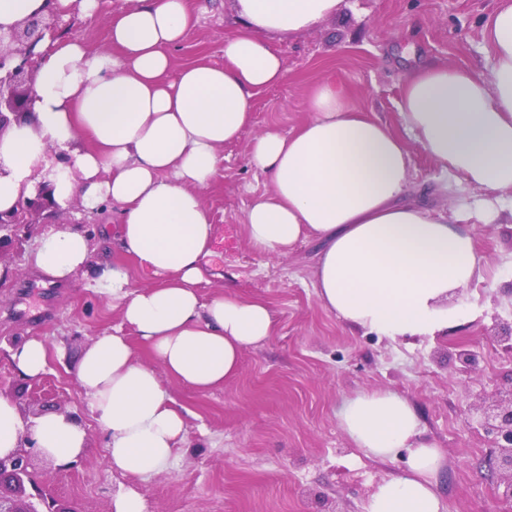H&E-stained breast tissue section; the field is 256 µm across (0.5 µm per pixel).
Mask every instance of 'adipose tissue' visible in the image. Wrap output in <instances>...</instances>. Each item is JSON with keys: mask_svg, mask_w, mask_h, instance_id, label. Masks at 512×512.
<instances>
[{"mask_svg": "<svg viewBox=\"0 0 512 512\" xmlns=\"http://www.w3.org/2000/svg\"><path fill=\"white\" fill-rule=\"evenodd\" d=\"M343 0H234L239 29L224 38V62L174 66L192 21L188 0H123L110 14V47L45 38L30 112L0 131V211L48 187L58 206L112 211L120 251L155 276L142 286L119 262L100 264L84 229L49 232L29 265L57 282L91 275L119 308L122 328L77 356L74 374L108 436L106 458L148 479L175 457L185 410L161 378L204 391L235 376L244 350L274 333L269 303L226 290L201 301L202 262L214 228L201 192L224 164L225 145L250 124L253 100L287 76L269 38L285 41L336 18ZM100 0H0V31L50 13L92 15ZM492 66L478 73L432 64L403 86V133L371 118L334 82L316 85L296 131L270 127L248 152L270 189L248 207L250 243L284 258L298 242L317 248L314 288L347 327L379 336L426 337L467 323L470 295L487 262L472 229L412 197L407 140L443 170L488 194L512 191V0L489 17ZM131 328L155 360L146 365L124 335ZM20 380L38 378L48 348L31 338L11 350ZM340 428L355 447L386 459L409 451L405 474L382 480L363 512H443L445 461L422 435L416 408L390 390L344 400ZM30 436L57 465L86 445L78 420L49 411L25 422L0 398V457Z\"/></svg>", "mask_w": 512, "mask_h": 512, "instance_id": "1", "label": "adipose tissue"}]
</instances>
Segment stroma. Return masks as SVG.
Wrapping results in <instances>:
<instances>
[{
    "label": "stroma",
    "mask_w": 512,
    "mask_h": 512,
    "mask_svg": "<svg viewBox=\"0 0 512 512\" xmlns=\"http://www.w3.org/2000/svg\"><path fill=\"white\" fill-rule=\"evenodd\" d=\"M500 0H346L341 15L271 47L285 59L288 78L254 100L253 122L224 148V165L203 201L214 224L211 254L199 286L210 298L232 286L245 297L268 300L275 334L247 348L239 375L210 391L165 380L187 410V437L176 459L146 481L108 465L107 438L81 393L74 362L82 348L121 323L88 275L45 284L27 265L49 231L77 226L96 247V260L124 262L139 284L153 276L117 246L110 213L80 204L52 206L17 232H0V397L24 413L66 412L86 431L78 466L58 471L32 452L34 467L54 472L49 497L72 512H112L120 488H135L146 512H363L381 480L401 474L406 451L379 460L355 448L337 411L359 392L391 390L419 412L421 428L445 454L438 477L444 512H500L505 484L490 463L494 447L481 425L485 398L512 388V353L494 336L512 322V192L489 195L443 172L416 142H409L410 180L429 189V202L475 234L488 271L473 291L474 318L434 337L392 340L346 327L320 304L314 283V247L298 242L275 258L248 241L243 214L269 185L247 165L253 138L274 126L288 133L306 122L308 97L317 84H341L354 102L394 131L403 125L397 105L413 69L424 62L485 72L491 58L483 33ZM122 0H101L92 16L61 19L57 35H79L92 50L109 48V18ZM194 24L176 54L180 64L224 61V37L238 27L231 0H189ZM45 342L49 357L36 380L20 381L9 350L17 342ZM472 354L465 365L461 351Z\"/></svg>",
    "instance_id": "1"
}]
</instances>
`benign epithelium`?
<instances>
[{"label": "benign epithelium", "mask_w": 512, "mask_h": 512, "mask_svg": "<svg viewBox=\"0 0 512 512\" xmlns=\"http://www.w3.org/2000/svg\"><path fill=\"white\" fill-rule=\"evenodd\" d=\"M48 17L52 21H46ZM48 17L27 19L0 34V129L9 123L8 115L29 111L36 71L33 48L45 31L54 30L57 24L54 13ZM44 208L41 192L22 198L10 211L0 212V230L28 224L30 216ZM483 424L496 445V465L506 472L503 499L512 503V389L483 406ZM52 479L49 473L32 471L31 454L24 448L0 457V484L6 482L18 493L14 497L0 491V512H65L44 493V487ZM27 485L32 489L28 495L25 494Z\"/></svg>", "instance_id": "7a95c632"}]
</instances>
